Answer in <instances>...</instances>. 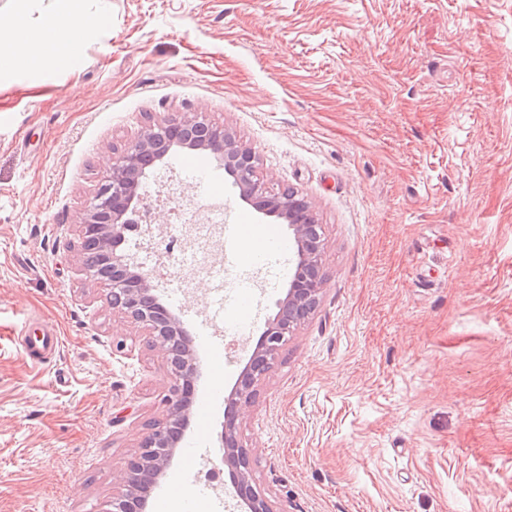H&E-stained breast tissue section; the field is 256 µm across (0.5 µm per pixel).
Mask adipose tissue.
Here are the masks:
<instances>
[{
  "label": "adipose tissue",
  "instance_id": "ef3b65f1",
  "mask_svg": "<svg viewBox=\"0 0 512 512\" xmlns=\"http://www.w3.org/2000/svg\"><path fill=\"white\" fill-rule=\"evenodd\" d=\"M109 22L108 8L88 18L84 0H49L46 20L30 25L23 10L0 13V75L37 70L53 61L71 66L83 57V47L93 31Z\"/></svg>",
  "mask_w": 512,
  "mask_h": 512
}]
</instances>
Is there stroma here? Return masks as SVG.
<instances>
[{"mask_svg": "<svg viewBox=\"0 0 512 512\" xmlns=\"http://www.w3.org/2000/svg\"><path fill=\"white\" fill-rule=\"evenodd\" d=\"M79 68L0 78V512H112L173 376L77 264L79 219L143 126H223L324 228L326 280L241 411L278 512H512V0H109ZM153 273L201 371L256 346L289 285L225 256L231 214L170 155L146 180ZM195 237L177 252L174 223ZM248 285L263 323L214 315ZM61 338L41 362L22 338ZM217 401L194 469L157 484L233 512Z\"/></svg>", "mask_w": 512, "mask_h": 512, "instance_id": "stroma-1", "label": "stroma"}]
</instances>
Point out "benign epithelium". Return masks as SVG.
<instances>
[{"mask_svg": "<svg viewBox=\"0 0 512 512\" xmlns=\"http://www.w3.org/2000/svg\"><path fill=\"white\" fill-rule=\"evenodd\" d=\"M179 123L185 129V135L173 141L161 140L167 127L165 122L144 127L101 177L78 224L80 238L91 243L105 262L112 265V280L108 281L112 288V309L144 326L153 346L163 354L179 380L165 397L167 422L149 425L141 438L139 454L126 464L124 492L116 503L117 512H123L125 503L131 504L135 512L146 509L147 497L159 479L166 475L182 431L188 425L185 394L191 392L198 378L196 358L179 317L156 303L151 278L113 248L114 243L124 239V230L130 224L128 215L148 209L147 197L139 193L141 183L147 177L142 158L149 157L152 164L158 166L174 148L210 153L234 176V184L243 198L255 197L259 191L258 184L252 180L255 169L252 151L238 146L223 127L201 116H184ZM260 210L288 225L289 242L296 261L289 274L288 291L279 301L278 313L269 321L260 345L240 373L235 391L227 398L220 434L224 446L221 462L230 470L235 490L247 512H277L271 501L251 484L249 457L238 440L239 412L253 401L256 384L269 368L270 361L319 304L324 284V238L323 225L304 223L302 214L311 213L313 209L297 192L271 194L268 202L260 205Z\"/></svg>", "mask_w": 512, "mask_h": 512, "instance_id": "obj_1", "label": "benign epithelium"}]
</instances>
